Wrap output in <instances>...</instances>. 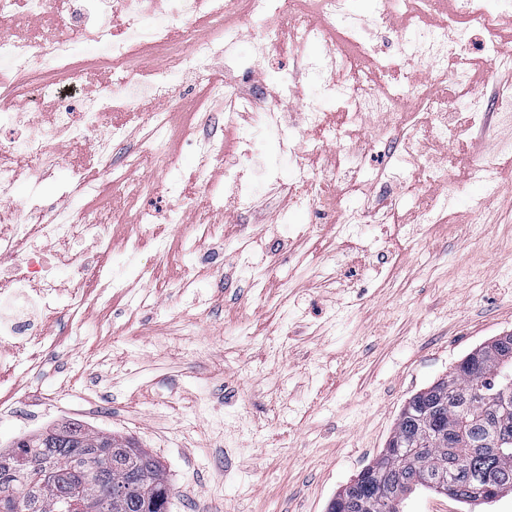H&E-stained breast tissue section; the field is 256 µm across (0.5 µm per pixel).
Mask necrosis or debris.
Masks as SVG:
<instances>
[{
	"instance_id": "4bbe7bcc",
	"label": "necrosis or debris",
	"mask_w": 512,
	"mask_h": 512,
	"mask_svg": "<svg viewBox=\"0 0 512 512\" xmlns=\"http://www.w3.org/2000/svg\"><path fill=\"white\" fill-rule=\"evenodd\" d=\"M171 9L155 11V0H0V128H12L0 139V223L11 226L0 236V403L13 399L18 365L38 367L53 353L58 340L48 327L68 314L72 335L82 326L77 314L88 302L111 306L129 281L144 279L147 269L136 242L125 241L119 263H111L112 238L102 214L84 208L74 212V199L99 196L102 188L129 185L132 173L154 161L169 158L174 135L191 138L196 152L216 161L224 159V139L201 133L209 122V103L222 102L224 124L236 132L238 149L251 152L266 129L278 126L266 98L240 88L233 73L249 75L233 49L242 37L240 27L228 24L231 11L262 19L284 33L298 49L324 46V55L307 58V68L327 73L321 99L303 103L296 121L279 142L293 160L292 205L311 212L315 224L334 215L338 201L357 191L363 181L380 184L390 194L406 184L404 160L417 144L430 140L447 147L457 135L448 121V106L439 88L457 81L449 59L479 48L490 65L512 72V56L497 51L502 22L512 18V0H457L456 8L432 21L436 0H373L369 18L348 7V0H170ZM407 24L395 31V51L379 52L370 28L386 29L395 14ZM205 20L209 34L192 33L195 19ZM44 20L45 31L19 33L18 20ZM93 42L102 53L84 56L79 40ZM151 65H143V56ZM224 71L214 74L216 60ZM208 74L204 94L183 124L162 109L144 113L143 146L113 162L114 145L128 137L126 121L142 98L173 99L182 78ZM34 89L39 103L52 110L48 125L31 118L25 106L26 89ZM338 105L344 131L351 137H371L394 156L387 169L370 167L371 149H355L336 161L334 173L310 177L305 164L311 135L326 124L322 98ZM90 146L99 166V181L85 168L71 165L61 189V208L45 212L40 202L48 167L61 164V143ZM25 165L30 195L14 204L11 190L18 165ZM163 190L173 204L169 223L191 224L193 238L220 239L224 225L217 220L214 202L185 211L182 186L170 179L156 187L143 178L137 193ZM386 213L348 210L336 226L337 236L372 250L380 268L400 262L389 239L367 235L371 224H383ZM91 237L98 246L92 259L73 257L78 241Z\"/></svg>"
}]
</instances>
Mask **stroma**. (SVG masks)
<instances>
[{
    "instance_id": "obj_1",
    "label": "stroma",
    "mask_w": 512,
    "mask_h": 512,
    "mask_svg": "<svg viewBox=\"0 0 512 512\" xmlns=\"http://www.w3.org/2000/svg\"><path fill=\"white\" fill-rule=\"evenodd\" d=\"M503 135L493 120L470 127L448 146L458 159L448 182L422 173L408 181L414 192L447 194L448 217L423 224L397 210L395 221L414 232L400 241V266L381 277L375 257L290 209L291 163L275 136L241 161L255 186L244 213L226 192L223 166L197 181L189 140L174 138L172 173L190 192L184 208L223 196L225 223L255 248L274 246V267L242 268L233 239L218 268L202 264L206 243L180 260L156 256V237L172 227L136 222L155 198L107 192L100 205L114 233L136 224L143 257L175 285L150 295L133 280L112 309L86 304L78 336L65 335V322L52 325L61 344L38 375H15L20 392L41 390L49 404L37 416L24 403L0 408V451L77 422L152 450L174 489L171 512H327L385 447L414 394L512 334V151L497 153L502 190L480 215L471 204L485 189L463 176L464 162L478 163ZM270 166L281 184L265 180ZM184 277L189 287H177ZM404 512H512V496L469 507L421 491Z\"/></svg>"
}]
</instances>
